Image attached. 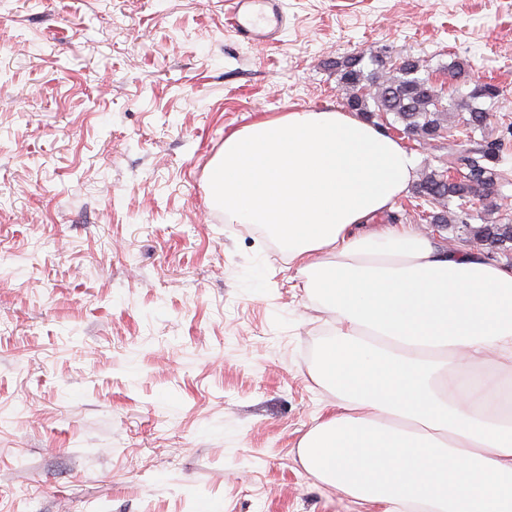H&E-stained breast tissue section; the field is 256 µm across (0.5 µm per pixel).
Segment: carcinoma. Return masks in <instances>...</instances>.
Listing matches in <instances>:
<instances>
[{"instance_id":"carcinoma-1","label":"carcinoma","mask_w":512,"mask_h":512,"mask_svg":"<svg viewBox=\"0 0 512 512\" xmlns=\"http://www.w3.org/2000/svg\"><path fill=\"white\" fill-rule=\"evenodd\" d=\"M362 60L360 55H351L328 62L348 90L347 108L367 120L392 114L403 124L404 132L420 142L452 134L448 118L453 112L463 113L462 132L474 138L484 131L490 117L480 100L499 95L495 85L476 82L468 93L447 98L442 88L419 76L421 65L411 56L390 65L376 59V68L368 74L361 67ZM499 152L496 143H479L474 149L448 156L447 164L425 173L415 186L421 223L461 224L480 245L511 252L512 219L505 216L490 221L472 208L474 200L499 196L501 187L508 184L507 172L497 169ZM472 220L482 224L474 227Z\"/></svg>"}]
</instances>
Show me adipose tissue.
<instances>
[{"mask_svg":"<svg viewBox=\"0 0 512 512\" xmlns=\"http://www.w3.org/2000/svg\"><path fill=\"white\" fill-rule=\"evenodd\" d=\"M417 166L357 113L290 111L226 137L211 181L329 317L303 468L367 512H512V268L376 226Z\"/></svg>","mask_w":512,"mask_h":512,"instance_id":"adipose-tissue-1","label":"adipose tissue"}]
</instances>
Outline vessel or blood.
I'll use <instances>...</instances> for the list:
<instances>
[{
    "label": "vessel or blood",
    "mask_w": 512,
    "mask_h": 512,
    "mask_svg": "<svg viewBox=\"0 0 512 512\" xmlns=\"http://www.w3.org/2000/svg\"><path fill=\"white\" fill-rule=\"evenodd\" d=\"M227 25L254 44L276 41L288 18L282 0H228Z\"/></svg>",
    "instance_id": "vessel-or-blood-1"
}]
</instances>
